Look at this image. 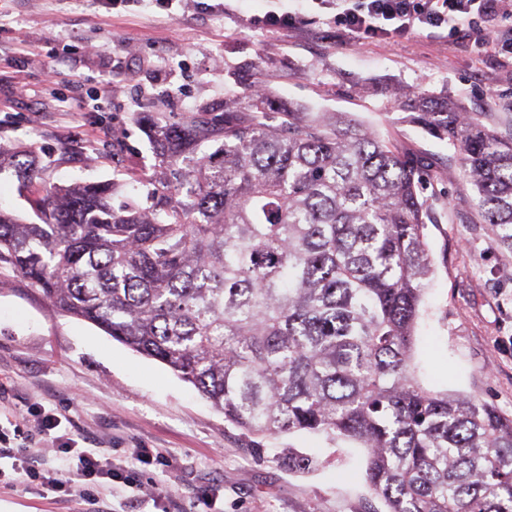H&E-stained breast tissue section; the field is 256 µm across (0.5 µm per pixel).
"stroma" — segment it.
<instances>
[{
    "label": "stroma",
    "mask_w": 512,
    "mask_h": 512,
    "mask_svg": "<svg viewBox=\"0 0 512 512\" xmlns=\"http://www.w3.org/2000/svg\"><path fill=\"white\" fill-rule=\"evenodd\" d=\"M297 14L270 31L255 19ZM122 78L109 80L112 67ZM107 95H100L104 81ZM276 106L347 112L427 169L435 274L417 328L422 383L476 396L512 417V253L493 244L455 149L402 122L398 100L458 101L512 136V53L476 54L418 31L386 43L340 36L314 0H0V150L33 154L23 185L0 174V207L25 220L29 191L98 182L153 162L142 112L186 119L220 110L240 83ZM100 97L92 109V97ZM59 418L56 435L129 464L130 479L95 501L27 486L0 461V512H384L364 482L362 448L303 433L260 438L225 421L163 363L63 315L0 266V429Z\"/></svg>",
    "instance_id": "1"
}]
</instances>
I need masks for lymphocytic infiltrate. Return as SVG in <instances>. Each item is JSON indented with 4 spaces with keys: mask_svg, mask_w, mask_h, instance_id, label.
Wrapping results in <instances>:
<instances>
[{
    "mask_svg": "<svg viewBox=\"0 0 512 512\" xmlns=\"http://www.w3.org/2000/svg\"><path fill=\"white\" fill-rule=\"evenodd\" d=\"M331 10L337 29L352 39L373 37L386 42L407 38L415 30L438 32L446 29L478 54L495 47L512 48V28H495L494 20L512 15V0H321ZM58 425L56 418L47 416L30 429L22 443L11 446L0 440V459H12L17 471L29 482L41 481L32 445L49 436ZM60 449L71 454L67 480H54L53 490L68 493L81 490L89 494L91 484L105 479L115 481L123 474L120 464L102 458L97 449L78 447L73 438L61 440Z\"/></svg>",
    "mask_w": 512,
    "mask_h": 512,
    "instance_id": "f902f5d3",
    "label": "lymphocytic infiltrate"
}]
</instances>
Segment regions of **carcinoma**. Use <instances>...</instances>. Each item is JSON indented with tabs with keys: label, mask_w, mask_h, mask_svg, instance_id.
<instances>
[{
	"label": "carcinoma",
	"mask_w": 512,
	"mask_h": 512,
	"mask_svg": "<svg viewBox=\"0 0 512 512\" xmlns=\"http://www.w3.org/2000/svg\"><path fill=\"white\" fill-rule=\"evenodd\" d=\"M408 119L456 148L493 244L512 252V138L421 96ZM148 123L147 206L123 181L0 210V264L49 303L168 366L253 434L366 449L386 512H512V418L411 370L433 260L416 157L343 112L280 108L246 86L224 111ZM24 180L31 164L0 155Z\"/></svg>",
	"instance_id": "obj_1"
}]
</instances>
